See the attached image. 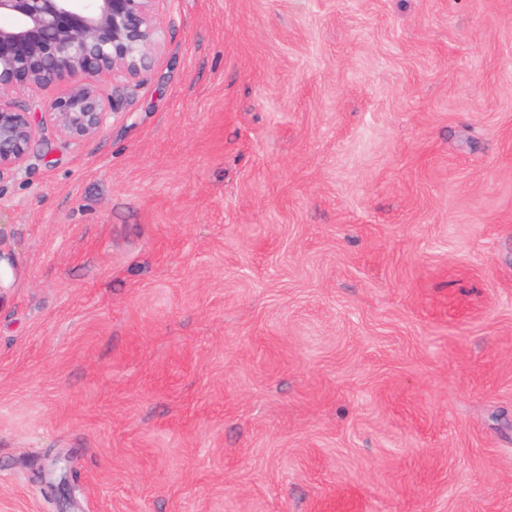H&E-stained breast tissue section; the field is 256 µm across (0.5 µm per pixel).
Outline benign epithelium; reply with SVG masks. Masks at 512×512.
I'll return each instance as SVG.
<instances>
[{
    "mask_svg": "<svg viewBox=\"0 0 512 512\" xmlns=\"http://www.w3.org/2000/svg\"><path fill=\"white\" fill-rule=\"evenodd\" d=\"M164 0H0V179L19 172L40 131L51 128L64 142L98 136L120 114L121 103L102 93L112 77L140 80L154 67L161 47L157 21ZM67 90L31 108L20 109L8 93ZM45 483L58 503L72 498L67 466L55 460Z\"/></svg>",
    "mask_w": 512,
    "mask_h": 512,
    "instance_id": "obj_1",
    "label": "benign epithelium"
}]
</instances>
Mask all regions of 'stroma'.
Returning <instances> with one entry per match:
<instances>
[{
    "instance_id": "1",
    "label": "stroma",
    "mask_w": 512,
    "mask_h": 512,
    "mask_svg": "<svg viewBox=\"0 0 512 512\" xmlns=\"http://www.w3.org/2000/svg\"><path fill=\"white\" fill-rule=\"evenodd\" d=\"M0 179V512H512V0H164ZM52 478L46 481V474L44 470L39 468L36 473V478L45 483V489L50 498L57 503L70 500L73 496L74 488L69 479V471L67 466L62 460H55Z\"/></svg>"
}]
</instances>
